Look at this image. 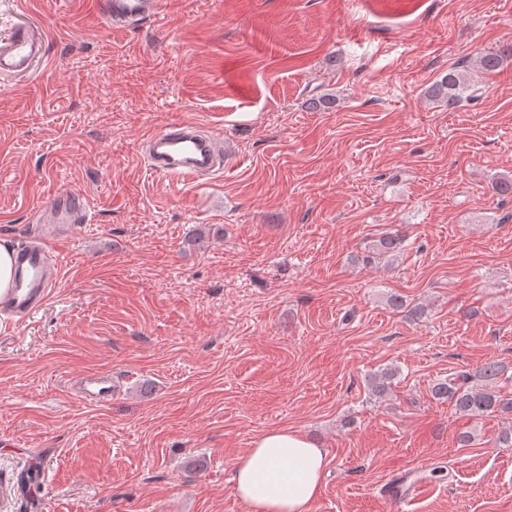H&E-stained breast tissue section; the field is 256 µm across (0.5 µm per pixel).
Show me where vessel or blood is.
<instances>
[{
	"label": "vessel or blood",
	"mask_w": 512,
	"mask_h": 512,
	"mask_svg": "<svg viewBox=\"0 0 512 512\" xmlns=\"http://www.w3.org/2000/svg\"><path fill=\"white\" fill-rule=\"evenodd\" d=\"M162 0H100L99 13L110 28H122L136 22L158 19ZM44 52L41 38L26 29L15 30L0 44V72L20 73ZM145 158L156 173H168L186 181H197L224 168V144L213 131L195 122L168 124L152 131L146 138ZM88 210L79 195L58 194L53 205L39 216L42 235L32 244L14 248L15 279L9 291L0 297V310L11 315H27L50 298L51 285L60 269V260L50 243L63 225L87 222ZM77 396L90 404H104L112 399V376L108 373L83 375L76 387ZM432 460L419 466L391 473L380 485L379 493L393 512L404 504L420 499L428 484L424 471Z\"/></svg>",
	"instance_id": "vessel-or-blood-1"
}]
</instances>
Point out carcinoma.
<instances>
[{
	"label": "carcinoma",
	"mask_w": 512,
	"mask_h": 512,
	"mask_svg": "<svg viewBox=\"0 0 512 512\" xmlns=\"http://www.w3.org/2000/svg\"><path fill=\"white\" fill-rule=\"evenodd\" d=\"M511 56L512 44L502 51L485 52L476 60V72L493 73ZM479 92V81L470 70L455 66L433 85L431 97L446 100L453 106L478 97ZM403 241V231L393 229L378 240L376 255L383 258L394 255L401 249ZM503 372L502 365L492 361L483 364L474 374L461 372L450 375L432 387L433 398L452 403L459 414L467 417L495 412L512 413V397L506 398L496 390V380Z\"/></svg>",
	"instance_id": "cac0c4a2"
}]
</instances>
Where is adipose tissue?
<instances>
[{
  "label": "adipose tissue",
  "mask_w": 512,
  "mask_h": 512,
  "mask_svg": "<svg viewBox=\"0 0 512 512\" xmlns=\"http://www.w3.org/2000/svg\"><path fill=\"white\" fill-rule=\"evenodd\" d=\"M325 457L301 432L269 429L236 459L235 491L250 512H310L322 486Z\"/></svg>",
  "instance_id": "1"
}]
</instances>
